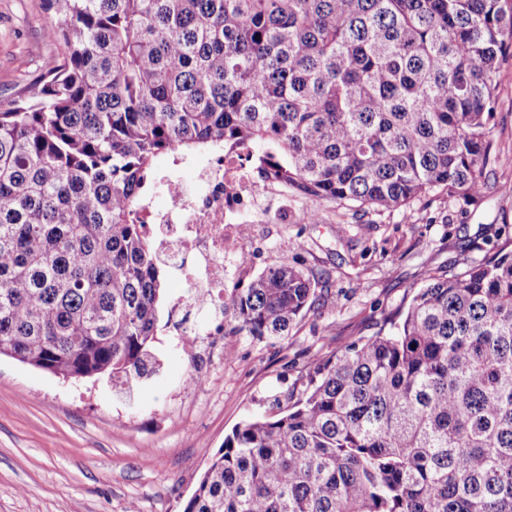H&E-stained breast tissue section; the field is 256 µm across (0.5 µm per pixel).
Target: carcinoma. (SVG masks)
Returning <instances> with one entry per match:
<instances>
[{
    "instance_id": "cac0c4a2",
    "label": "carcinoma",
    "mask_w": 512,
    "mask_h": 512,
    "mask_svg": "<svg viewBox=\"0 0 512 512\" xmlns=\"http://www.w3.org/2000/svg\"><path fill=\"white\" fill-rule=\"evenodd\" d=\"M43 4L59 52L0 99V356L129 387L157 370L166 265L136 215L160 154L258 146L297 195L359 211L487 189L512 0ZM317 300L284 260L230 306L263 340ZM273 406L183 512H512V239Z\"/></svg>"
}]
</instances>
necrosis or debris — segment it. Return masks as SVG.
Here are the masks:
<instances>
[{
    "label": "necrosis or debris",
    "mask_w": 512,
    "mask_h": 512,
    "mask_svg": "<svg viewBox=\"0 0 512 512\" xmlns=\"http://www.w3.org/2000/svg\"><path fill=\"white\" fill-rule=\"evenodd\" d=\"M196 187L169 191L165 208L146 206L139 219L159 258L189 280L193 294L180 300L181 336H193V311L224 313V262L241 264L245 251L240 215L274 176L256 180L243 150L215 152L195 165Z\"/></svg>",
    "instance_id": "1"
}]
</instances>
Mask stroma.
<instances>
[{"mask_svg": "<svg viewBox=\"0 0 512 512\" xmlns=\"http://www.w3.org/2000/svg\"><path fill=\"white\" fill-rule=\"evenodd\" d=\"M42 0H0V98L42 72L52 46ZM485 193L470 204L437 192L410 206L367 213L266 194L273 222L244 214L245 267L228 264L225 296L286 260L322 297L288 336L256 340L225 316L197 360L175 347V303L186 285L168 279L154 345L157 371L131 391L108 377L65 380L0 356V512H182L224 439L269 411L316 353L341 351L399 319L431 271L493 252L512 238V59L499 73ZM318 209L320 221L304 213Z\"/></svg>", "mask_w": 512, "mask_h": 512, "instance_id": "35a3bbf8", "label": "stroma"}]
</instances>
